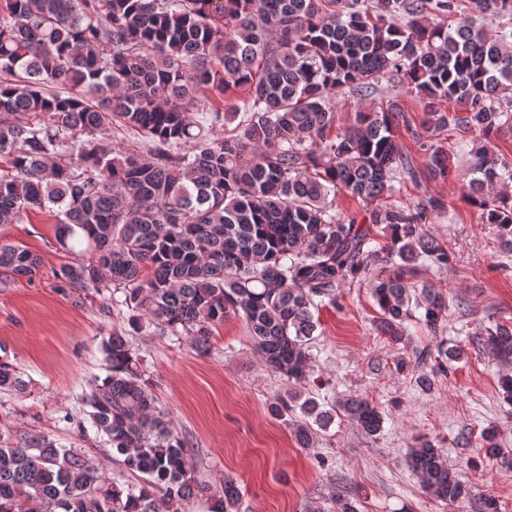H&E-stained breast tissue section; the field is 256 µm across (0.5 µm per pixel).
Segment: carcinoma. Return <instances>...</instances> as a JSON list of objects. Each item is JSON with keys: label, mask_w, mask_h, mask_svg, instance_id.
Segmentation results:
<instances>
[{"label": "carcinoma", "mask_w": 512, "mask_h": 512, "mask_svg": "<svg viewBox=\"0 0 512 512\" xmlns=\"http://www.w3.org/2000/svg\"><path fill=\"white\" fill-rule=\"evenodd\" d=\"M469 3L465 14L460 0H0V228L31 211L54 213L57 243L81 254L57 274L60 290L120 292L132 328L146 321L187 336L199 355L211 350L212 327L239 318L264 365L290 383L309 375L313 310L366 278L372 254L381 264L369 279L379 330L406 345L405 323L415 320L438 336L448 304L420 282L450 262L424 231L442 203L383 202L418 178L397 139L410 120L378 95L383 79L396 78L423 103L415 135L432 179L453 168L437 133H472L461 190L512 254V195L488 193L512 182V161L488 148L512 133V0ZM493 20L495 36L485 29ZM342 91L357 110L335 134ZM207 92L222 105L205 101ZM217 126L224 137L209 136ZM114 128L143 137L147 154L110 147ZM340 191L370 206L368 223L386 231L382 247L370 249L371 229L336 212ZM38 266L24 245L0 243L1 272L31 277ZM470 343L512 366V320L490 321ZM101 349L108 374L80 401L143 481L120 487L79 449L31 436L0 447V512H181L207 493L126 336L112 332ZM460 356L443 340L415 366L436 376ZM22 387L0 363V388ZM294 401L269 411L300 410L295 435L309 448L333 413ZM341 409L365 434L382 430L370 402L348 399ZM478 444L484 459L506 460L494 427ZM407 462L426 492L470 500V485L431 442ZM239 500L238 482L224 478L215 506L237 512Z\"/></svg>", "instance_id": "cac0c4a2"}]
</instances>
